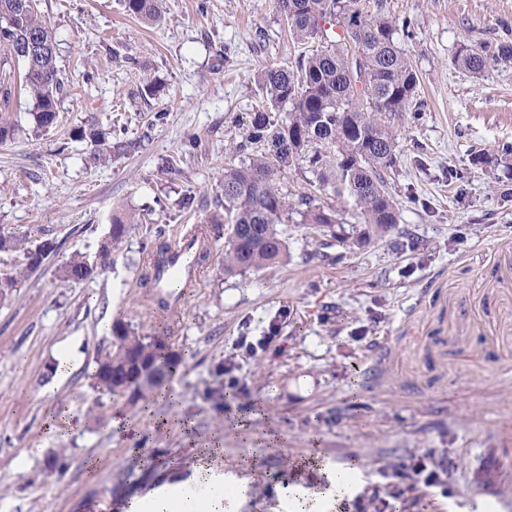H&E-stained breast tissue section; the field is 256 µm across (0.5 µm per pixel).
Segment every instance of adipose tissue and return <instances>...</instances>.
<instances>
[{"label": "adipose tissue", "instance_id": "adipose-tissue-1", "mask_svg": "<svg viewBox=\"0 0 512 512\" xmlns=\"http://www.w3.org/2000/svg\"><path fill=\"white\" fill-rule=\"evenodd\" d=\"M186 483L204 488L201 496L183 493L186 483L162 482L144 494L129 500L126 512H225L241 499L245 482L224 468L217 451H204L191 463ZM360 469L354 465L324 464L320 469L326 481L319 490L293 484L286 488L289 499L297 502L300 512H327L352 499L357 492Z\"/></svg>", "mask_w": 512, "mask_h": 512}]
</instances>
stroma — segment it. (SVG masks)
Here are the masks:
<instances>
[{
    "label": "stroma",
    "mask_w": 512,
    "mask_h": 512,
    "mask_svg": "<svg viewBox=\"0 0 512 512\" xmlns=\"http://www.w3.org/2000/svg\"><path fill=\"white\" fill-rule=\"evenodd\" d=\"M64 82L56 123L34 129V101L12 95L0 123V234L53 243L17 294L0 301V512H123L162 473L185 475L200 448H223L249 483L236 512H286L283 483L316 488L319 457L361 469L366 512L398 493L396 512H512V66L475 78L461 41L512 28V0H385L419 79L418 119L396 121L385 174L400 222L363 239L365 216L319 190L306 162L277 178L296 200L336 210V234L292 214L287 255L224 271V169L263 101L262 68L302 50L274 0H164L149 25L120 0H39ZM95 125L132 149L91 165L75 129ZM488 163L474 164L475 155ZM131 218L112 264L63 281L71 255L94 253L113 216ZM205 226L213 250L180 312H159L137 285L144 243ZM166 330L180 364L175 401L98 397L94 361L113 321ZM276 342L247 355L269 324ZM75 361L59 378V356ZM243 391L223 406L224 370ZM124 414L129 429L109 422ZM498 457L496 496L475 482ZM447 457L454 496L400 477Z\"/></svg>",
    "instance_id": "1"
}]
</instances>
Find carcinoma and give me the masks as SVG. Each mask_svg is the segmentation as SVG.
<instances>
[{
	"label": "carcinoma",
	"mask_w": 512,
	"mask_h": 512,
	"mask_svg": "<svg viewBox=\"0 0 512 512\" xmlns=\"http://www.w3.org/2000/svg\"><path fill=\"white\" fill-rule=\"evenodd\" d=\"M22 0H0V24L8 32L0 37V103L8 106L12 92L27 90L36 104V128L56 120V99L62 89L54 32L33 4L20 11ZM125 11L136 18L157 22L162 0H122ZM289 32L319 47L298 56L288 67H270L260 76L263 102L249 113L248 130L235 146L240 164L224 169V223L229 233L224 243L225 270L242 272L282 260L285 245L277 225L289 217L293 205L276 188V176L304 158L333 192L347 196L366 215L370 234L384 235L400 221V212L386 192L384 171L396 164L397 130L393 120L405 112L418 113V76L395 38L396 28L382 12L365 11L362 0H275ZM339 34L333 35V28ZM40 37L51 49L39 60L19 55V44ZM512 61V39L505 36L479 46L463 42L453 64L479 77L499 63ZM22 68V83L5 66ZM77 138L90 143L89 161L105 164L112 156L132 148L126 141L112 142L94 126L82 127ZM305 196L299 204L305 221L318 224L336 236V217L313 205ZM120 218L112 221L111 239L96 255L71 256L62 280L81 281L104 271L112 263V249L128 233ZM31 266L0 277V297L22 287ZM110 336L121 337L112 349L96 359L94 390L121 397L120 385L133 375L131 401L156 395L177 373L178 363L164 352L162 343L139 336L122 322L110 326ZM112 365V377L103 367Z\"/></svg>",
	"instance_id": "1"
}]
</instances>
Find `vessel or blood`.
<instances>
[{
	"instance_id": "1",
	"label": "vessel or blood",
	"mask_w": 512,
	"mask_h": 512,
	"mask_svg": "<svg viewBox=\"0 0 512 512\" xmlns=\"http://www.w3.org/2000/svg\"><path fill=\"white\" fill-rule=\"evenodd\" d=\"M205 247L198 225L191 224L175 232L172 243L163 251L149 253L145 262L150 281L148 299H163L168 311L180 310L185 292L200 276L197 258Z\"/></svg>"
}]
</instances>
